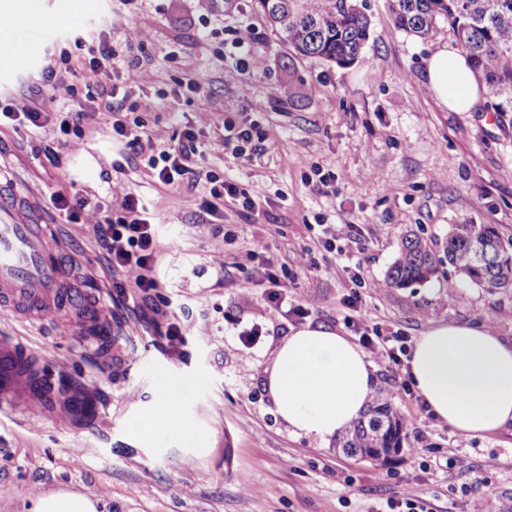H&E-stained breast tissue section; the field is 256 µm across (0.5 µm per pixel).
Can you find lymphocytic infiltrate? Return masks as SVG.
Masks as SVG:
<instances>
[{
	"label": "lymphocytic infiltrate",
	"mask_w": 512,
	"mask_h": 512,
	"mask_svg": "<svg viewBox=\"0 0 512 512\" xmlns=\"http://www.w3.org/2000/svg\"><path fill=\"white\" fill-rule=\"evenodd\" d=\"M128 47H114L109 40L99 42L96 49L90 50L82 66H74L72 55L61 51L54 64L48 65L42 73L43 86H51L59 78L74 72L80 73L87 90L106 89L105 98L95 102L98 112L114 115L113 134L125 138L127 147L133 154L143 150V137L139 130L144 123L140 117L125 116V106L119 97L122 72L118 66L120 59L126 58ZM197 151L195 138L185 134L178 145L154 147L148 155L147 165L155 182L166 187H178L193 183L199 175L194 168L192 157ZM208 184L209 197L203 200L200 211L204 223H212L219 215L220 203L240 202L243 208L253 209V202L235 184L228 182L216 172L204 175ZM145 205L135 195L124 198L121 216L96 222L94 232L98 244L106 255L111 271L127 274L130 286L143 303H155L159 299L160 281L157 277V261L160 248L157 225L144 219ZM350 288L342 298V305L348 311L346 322L352 326L359 344L374 359L386 362L399 373L394 391L401 398H412L411 380L402 374L403 358L408 351L407 339L398 333L384 334L380 325L363 322L360 311L365 291L375 290L373 281L367 280L361 268L347 272Z\"/></svg>",
	"instance_id": "f902f5d3"
}]
</instances>
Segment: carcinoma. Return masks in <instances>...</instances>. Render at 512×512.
Segmentation results:
<instances>
[{"label": "carcinoma", "instance_id": "cac0c4a2", "mask_svg": "<svg viewBox=\"0 0 512 512\" xmlns=\"http://www.w3.org/2000/svg\"><path fill=\"white\" fill-rule=\"evenodd\" d=\"M268 22L294 53L346 67L370 35L371 20L353 0H258ZM395 26L409 35L436 39L452 34L474 78L486 88L483 111L512 134V0H388ZM455 275L489 293L512 288V241L494 224H451L446 246ZM442 260L415 234L401 238L383 287L406 288L437 276ZM408 427L392 394L373 392L366 412L335 439L343 454L379 463L408 444Z\"/></svg>", "mask_w": 512, "mask_h": 512}]
</instances>
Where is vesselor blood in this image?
Instances as JSON below:
<instances>
[{
    "instance_id": "b4317fda",
    "label": "vessel or blood",
    "mask_w": 512,
    "mask_h": 512,
    "mask_svg": "<svg viewBox=\"0 0 512 512\" xmlns=\"http://www.w3.org/2000/svg\"><path fill=\"white\" fill-rule=\"evenodd\" d=\"M57 247L51 225L25 224L13 203L0 199V314L34 320L43 314L65 311L74 324H82L95 307L93 295L74 300L67 286V271L51 253ZM40 352L14 339L0 336V411L21 402L29 415L43 413L51 404V390L36 366ZM62 418L94 422L100 417L95 391L82 387L71 396Z\"/></svg>"
}]
</instances>
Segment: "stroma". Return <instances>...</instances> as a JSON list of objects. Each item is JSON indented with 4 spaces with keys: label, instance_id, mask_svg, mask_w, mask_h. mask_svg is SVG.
I'll return each mask as SVG.
<instances>
[{
    "label": "stroma",
    "instance_id": "stroma-1",
    "mask_svg": "<svg viewBox=\"0 0 512 512\" xmlns=\"http://www.w3.org/2000/svg\"><path fill=\"white\" fill-rule=\"evenodd\" d=\"M359 2L370 38L347 67L294 56L255 0H78L68 19L58 0H25V27L0 17V55L18 47L27 60L0 64V102L18 112L36 100L50 114L86 113L65 146L50 129L32 138L1 125L0 189L18 202L21 221L56 225L57 256L74 262L75 282L97 289L100 326L114 336L101 342L59 314L33 324L0 318V335L42 351L47 378L90 386L101 404L86 428H69L55 412L0 423V512H32L36 494L58 488L94 493L101 512H372L405 491L435 512H467L476 491L488 512H512V430L461 448L450 427L400 399L419 447L376 463L289 433L264 389V370L292 330L321 325L350 335L340 304L345 267L382 280L408 231L445 256L449 225L468 220L512 237V137L493 115L449 111L425 92L424 61L435 42L397 29L387 0ZM243 26L261 69L230 57ZM135 29L143 43L123 70L126 105L136 107L154 144L195 130L201 171L237 184L253 211L228 202L218 223H202V188L156 184L145 161L113 137L111 113L90 111L79 78L41 89L43 69L62 49L80 59L76 42L122 43ZM191 83L198 92L188 91ZM287 86L293 96L284 95ZM230 125L249 128L252 160L225 149ZM48 145L57 147L58 163L47 159ZM316 167L334 175L322 192L309 182ZM74 188L97 197L105 215L121 212L125 194L146 201L161 231L157 275L167 314L133 302V288L113 287L91 220L68 224L55 212L51 195ZM343 214L359 234L332 251L318 247L314 225ZM258 241L266 251L254 258ZM300 246L311 248L315 270L296 269ZM268 262L287 302L308 304L306 319L265 308L257 270ZM451 273L444 265L429 282L376 291L366 301L368 323L411 339L435 323L484 324L511 339L512 290L491 295L465 282L454 305L443 295ZM169 314L186 329L175 351L156 330ZM248 324L261 336L241 337ZM162 379L193 433L134 440L128 423L150 407ZM448 466L451 486L442 479Z\"/></svg>",
    "mask_w": 512,
    "mask_h": 512
}]
</instances>
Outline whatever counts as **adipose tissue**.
Segmentation results:
<instances>
[{
	"mask_svg": "<svg viewBox=\"0 0 512 512\" xmlns=\"http://www.w3.org/2000/svg\"><path fill=\"white\" fill-rule=\"evenodd\" d=\"M425 82L453 112L475 111L481 98L466 59L444 44L424 64ZM411 383L434 418L464 437L512 427V340L482 326L441 323L418 336L409 351ZM263 384L278 417L299 435L326 441L364 410L374 384L364 351L324 327L305 326L284 336ZM141 441L155 434L190 436L170 389L129 424ZM32 512H97L91 494L57 490L37 496Z\"/></svg>",
	"mask_w": 512,
	"mask_h": 512,
	"instance_id": "ef3b65f1",
	"label": "adipose tissue"
}]
</instances>
